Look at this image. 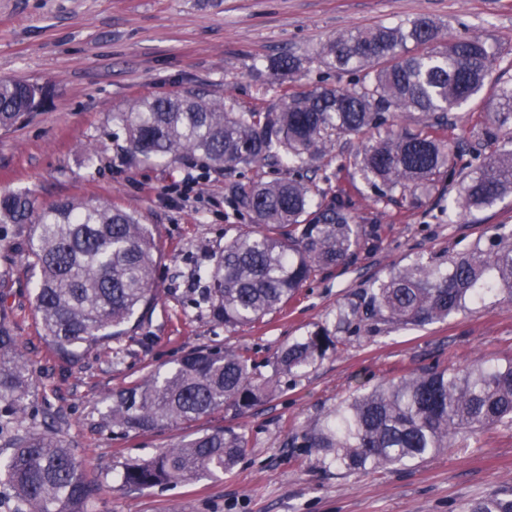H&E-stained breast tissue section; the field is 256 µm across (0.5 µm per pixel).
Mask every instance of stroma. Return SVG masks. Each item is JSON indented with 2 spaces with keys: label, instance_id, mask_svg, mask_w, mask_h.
<instances>
[{
  "label": "stroma",
  "instance_id": "1",
  "mask_svg": "<svg viewBox=\"0 0 512 512\" xmlns=\"http://www.w3.org/2000/svg\"><path fill=\"white\" fill-rule=\"evenodd\" d=\"M419 16L439 23L443 38L464 30L486 39L496 53L491 81L512 83V0H0V78L54 88L30 121L0 130V193L27 190L44 205L69 198L112 203L154 225L161 251L158 300L120 356L101 346L72 366L43 341L26 228L0 224V322L16 336L34 382L25 424L53 427L68 444L97 486L94 512H459L462 503L512 488V426L490 428L468 447L408 469L351 475L325 470L315 452L288 445L357 390L429 367L511 358L507 302L424 327L337 332L335 348L314 367L230 421L246 439L245 453L215 478L132 490L120 475L127 463L224 426L223 412L127 435L103 419L113 391L172 369L201 345L248 351L269 374L281 347L333 327L337 304L356 300L391 268L487 241L497 225L512 227V196L464 218L447 215L448 195L439 189L413 204H373L349 165L362 141L344 139L336 151L347 167L328 182L315 169L312 183L348 195L363 224L379 225V241L354 263L319 272L287 309L228 330L200 305L194 277L226 240L251 229L230 206L225 182L269 180L286 168L241 169L227 178L197 162L168 168L120 160L123 135L110 115L134 99L204 92L234 111L260 112L303 87L349 83V74L326 70L315 56L337 34ZM282 54L303 65L278 83L265 65ZM92 147L98 156L90 163Z\"/></svg>",
  "mask_w": 512,
  "mask_h": 512
}]
</instances>
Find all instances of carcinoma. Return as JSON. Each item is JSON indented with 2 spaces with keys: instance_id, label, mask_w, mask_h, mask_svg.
<instances>
[{
  "instance_id": "1",
  "label": "carcinoma",
  "mask_w": 512,
  "mask_h": 512,
  "mask_svg": "<svg viewBox=\"0 0 512 512\" xmlns=\"http://www.w3.org/2000/svg\"><path fill=\"white\" fill-rule=\"evenodd\" d=\"M329 70L350 72L347 87L328 84L289 93L263 112H235L200 92L136 99L111 115L124 134L128 163L201 162L209 171L288 167V178L231 182L234 211L255 229L229 239L213 262L197 271L207 284L211 317L226 328L284 309L317 272L358 258L377 226L357 223L341 194L315 193L307 178L314 163L347 136L364 139L353 166L378 205L399 194L428 195L438 183L456 187L458 214L491 208L512 194V85L485 91L495 54L487 40L463 33L440 38V26L419 17L393 26L338 34L317 51ZM301 59L267 62L269 75L297 71ZM53 87L0 79V130L30 118ZM482 104L486 119L475 143L437 136L455 125L452 111ZM417 128L395 129L399 113ZM380 133L377 138L372 132ZM496 146L482 157L483 147ZM0 224L29 226L27 254L38 268L35 309L46 343L59 358L120 342L157 300L159 245L141 216L108 204L76 200L36 204L27 191L0 194ZM512 302V229L501 225L484 244L446 258L392 269L336 309V329L379 325L425 326L474 306ZM335 346L327 329L282 349L272 373L260 377L245 352L202 346L188 351L165 375L112 393L105 422L124 433H145L207 417L236 416L282 389V379L314 366ZM32 378L16 339L0 324V403L15 422ZM512 425V359L463 368L410 373L397 382L360 390L323 422L295 434L292 448L317 453L326 469L344 474L411 466L453 446H468L484 428ZM0 478L13 489L16 512H93L95 483L53 431L17 430ZM244 436L224 427L123 468L135 488L189 482L234 467ZM460 512H512V490L468 502Z\"/></svg>"
}]
</instances>
